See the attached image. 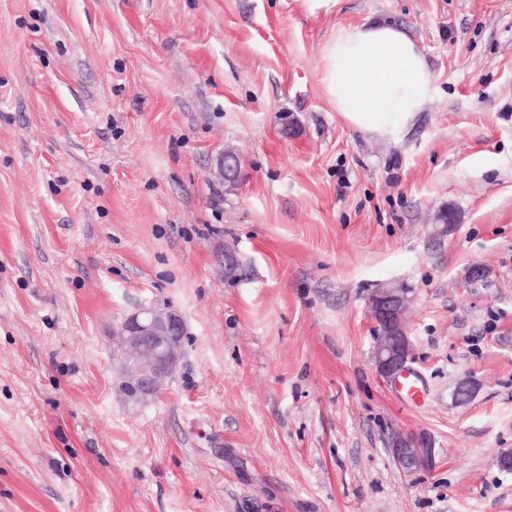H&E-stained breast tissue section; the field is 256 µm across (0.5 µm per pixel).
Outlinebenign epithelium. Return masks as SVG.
I'll return each mask as SVG.
<instances>
[{
	"mask_svg": "<svg viewBox=\"0 0 512 512\" xmlns=\"http://www.w3.org/2000/svg\"><path fill=\"white\" fill-rule=\"evenodd\" d=\"M411 289L394 284L376 289L370 297V307L378 324L374 364L378 374L396 380L407 368L412 357V341L405 313ZM185 325L175 310L142 307L130 315L121 335L132 352L141 354L144 363L134 373L130 385L136 399L154 395L162 386L180 357ZM388 452L404 472L430 471L436 464V450L423 433H401L393 436Z\"/></svg>",
	"mask_w": 512,
	"mask_h": 512,
	"instance_id": "benign-epithelium-1",
	"label": "benign epithelium"
}]
</instances>
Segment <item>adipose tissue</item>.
I'll list each match as a JSON object with an SVG mask.
<instances>
[{
	"label": "adipose tissue",
	"instance_id": "1",
	"mask_svg": "<svg viewBox=\"0 0 512 512\" xmlns=\"http://www.w3.org/2000/svg\"><path fill=\"white\" fill-rule=\"evenodd\" d=\"M321 82L349 125L384 138L412 126L436 91L415 42L385 22L338 27L322 57Z\"/></svg>",
	"mask_w": 512,
	"mask_h": 512
}]
</instances>
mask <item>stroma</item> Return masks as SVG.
I'll list each match as a JSON object with an SVG mask.
<instances>
[{"instance_id": "35a3bbf8", "label": "stroma", "mask_w": 512, "mask_h": 512, "mask_svg": "<svg viewBox=\"0 0 512 512\" xmlns=\"http://www.w3.org/2000/svg\"><path fill=\"white\" fill-rule=\"evenodd\" d=\"M369 21L438 88L395 140L320 81ZM394 281L418 404L373 360ZM148 305L186 336L138 405ZM509 450L512 0H0V512H512ZM388 447L391 458L404 472L430 471L436 464V450L423 433L394 435Z\"/></svg>"}]
</instances>
